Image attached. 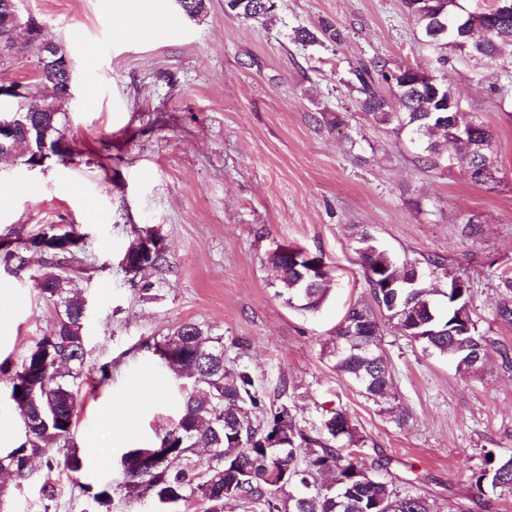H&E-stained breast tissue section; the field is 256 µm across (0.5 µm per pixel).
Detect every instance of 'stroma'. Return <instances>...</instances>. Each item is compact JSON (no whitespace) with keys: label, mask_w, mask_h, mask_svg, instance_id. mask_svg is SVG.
Here are the masks:
<instances>
[{"label":"stroma","mask_w":512,"mask_h":512,"mask_svg":"<svg viewBox=\"0 0 512 512\" xmlns=\"http://www.w3.org/2000/svg\"><path fill=\"white\" fill-rule=\"evenodd\" d=\"M68 57L70 93L55 100L74 162L27 170L0 158V236L24 240L53 225L83 238L89 356L73 443L81 473L59 475L44 500L37 467L6 482L0 512H99L90 492L117 485L129 448L178 420L184 382L148 342L186 321L224 338V363L248 368L264 397L257 416L288 405L306 432L326 410H346L365 443L363 462L399 494L438 512H512V495L477 488L487 450H512V322L500 319L499 275L512 268V76L452 55L448 73L464 111L495 134L497 184L419 162L401 133L373 124L352 90L355 69L378 60L436 68L402 0H278L273 21H247L206 0L194 18L175 0H17ZM175 19L160 37L155 17ZM330 21L334 43L295 41ZM40 47L0 59V87L39 97ZM367 228L397 260H448L472 282V310L489 343L485 365L458 374L389 323L382 347L407 418L397 423L336 372L330 351L349 306L372 304L356 253ZM165 247L161 265L131 276L126 250L145 232ZM291 244L323 255L337 277L305 312L275 294L268 256ZM0 265V362L19 366L56 322L36 279ZM152 283L143 295V283ZM112 366L100 383L98 367ZM113 406L111 421L102 410ZM109 449L100 464L93 451Z\"/></svg>","instance_id":"obj_1"}]
</instances>
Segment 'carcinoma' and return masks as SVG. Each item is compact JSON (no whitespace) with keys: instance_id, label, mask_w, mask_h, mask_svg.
Masks as SVG:
<instances>
[{"instance_id":"obj_1","label":"carcinoma","mask_w":512,"mask_h":512,"mask_svg":"<svg viewBox=\"0 0 512 512\" xmlns=\"http://www.w3.org/2000/svg\"><path fill=\"white\" fill-rule=\"evenodd\" d=\"M464 0H404L410 21L419 29L423 45L437 53L445 67L448 54L460 55L477 64L512 68V16L505 19L494 8L481 9L472 17L476 39L465 41L448 36L444 29L460 15ZM228 12L238 17L265 22L276 11V0H224ZM332 42L343 39L342 32L325 21L314 33L306 28L294 31L302 43L318 37ZM419 68H391L376 61L372 67L355 70L352 89L359 106L370 119L404 133L419 151V160L433 166L447 160L448 153L465 161L467 178L479 185L497 182L494 161L486 162L475 152L478 142H492L494 133L477 116L461 109L448 111V97L429 85L417 83ZM393 91L385 96L375 81ZM52 96L66 92V81L53 74L41 75ZM48 98L32 99L18 112L17 120L28 126L16 136L12 152L24 160L42 153L56 155L64 140L56 112H45ZM457 135L448 137V129ZM29 251L41 257L37 277L42 292L59 309L58 320L48 335L37 338L11 378L10 399L21 423L29 424L24 441L0 453V473L17 485L29 480L33 463L40 459L47 472L71 474L83 468V457L75 449L59 460L50 454L54 444L68 445L75 426L79 384L88 350L84 332L85 304L73 285V268L82 250V238L72 231L60 232L49 226L29 238ZM358 253L364 275L377 307L408 340L423 351L448 355V346L457 348L456 370L462 375L477 372L487 357V339L479 334L473 319L455 321L459 310L471 308V283L446 260H426L431 273L445 287L384 288L382 284L402 274L393 256L380 249L370 232L358 234ZM123 258L128 274L157 266L165 261L161 239L148 231ZM298 247L280 246L269 257L275 272V295L288 306L314 312L324 302L332 281V268L323 257L315 260L322 275L308 274L306 265L293 260ZM17 270L26 259L10 249L0 251V265ZM465 287L456 288L457 282ZM503 298L498 316L512 322V270L499 276ZM381 328L373 310L351 306L344 315L332 351L336 371L355 384L398 422L406 413L396 403L393 378L381 348ZM153 353L175 376L194 374L201 387L184 394L178 422L157 440L127 449L120 458L123 482L107 485L93 495L103 512H111L112 492L127 500L156 498L165 505L185 506L196 502L201 512H437L436 505L421 495H400L359 459L362 439L348 413L326 411L321 432L304 433L296 417L283 404L270 415L252 418L250 409L261 406L262 396L247 369L224 365V337L195 322H185L151 345ZM22 394H17V391ZM207 452L206 465L198 469L192 457L198 449ZM486 467L476 478L494 488L512 493V453L487 451Z\"/></svg>"}]
</instances>
